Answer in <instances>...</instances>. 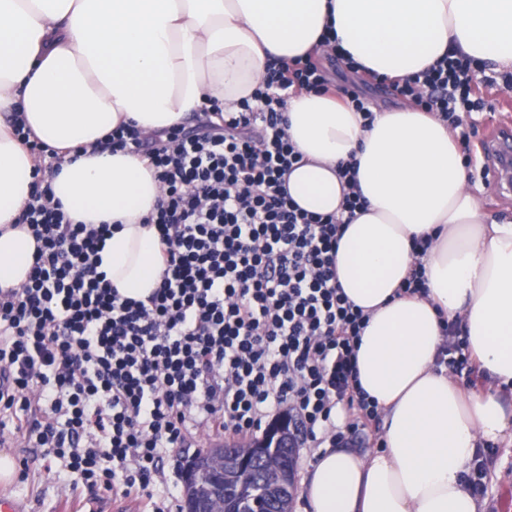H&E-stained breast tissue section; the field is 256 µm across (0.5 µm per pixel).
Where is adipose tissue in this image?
I'll return each mask as SVG.
<instances>
[{
  "label": "adipose tissue",
  "mask_w": 512,
  "mask_h": 512,
  "mask_svg": "<svg viewBox=\"0 0 512 512\" xmlns=\"http://www.w3.org/2000/svg\"><path fill=\"white\" fill-rule=\"evenodd\" d=\"M342 50L362 75L409 77L458 53L512 69V0H0V288L28 278L36 241L15 221L38 160L14 135L63 157L52 188L74 220L108 224L100 270L144 300L162 268L144 218L161 187L135 152L87 148L123 122L144 133L250 96L269 62ZM302 156L288 194L337 214L338 166L357 162L367 206L338 242L336 275L369 315L357 350L363 389L383 417V448L321 450L307 512H477L464 486L479 443L512 435V222L490 218L447 125L407 102L372 126L336 91L300 90L284 108ZM427 238V296L400 293L414 239ZM459 320L478 381L460 387L437 358Z\"/></svg>",
  "instance_id": "ef3b65f1"
}]
</instances>
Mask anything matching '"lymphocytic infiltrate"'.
<instances>
[{
    "instance_id": "lymphocytic-infiltrate-1",
    "label": "lymphocytic infiltrate",
    "mask_w": 512,
    "mask_h": 512,
    "mask_svg": "<svg viewBox=\"0 0 512 512\" xmlns=\"http://www.w3.org/2000/svg\"><path fill=\"white\" fill-rule=\"evenodd\" d=\"M476 72L451 55L393 88L466 150L479 129L461 116L485 107ZM329 85L311 60L273 64L236 110L149 138L122 124L99 141L144 154L165 188L146 218L164 268L144 302L98 272L112 227L64 212L51 189L60 157L36 170L18 217L37 241L29 281L0 291V430L39 449L70 490L117 488L144 512H169L155 486L198 428L253 436L283 413L297 447L337 448L377 418L357 370L369 316L336 278L344 222L365 205L355 166L339 165L341 215L305 212L287 189L302 156L285 133V99Z\"/></svg>"
}]
</instances>
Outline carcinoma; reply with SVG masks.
<instances>
[{
    "label": "carcinoma",
    "instance_id": "carcinoma-1",
    "mask_svg": "<svg viewBox=\"0 0 512 512\" xmlns=\"http://www.w3.org/2000/svg\"><path fill=\"white\" fill-rule=\"evenodd\" d=\"M294 447L291 434L284 433L277 447L264 449L250 460L245 472L238 468L237 452L224 450V497L233 512H254L257 497L274 507L291 503L293 485L279 479V474L294 470Z\"/></svg>",
    "mask_w": 512,
    "mask_h": 512
}]
</instances>
